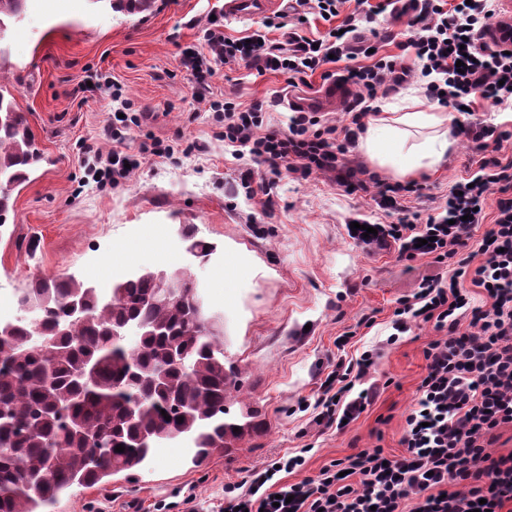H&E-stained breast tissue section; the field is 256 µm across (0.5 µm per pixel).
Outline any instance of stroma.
Here are the masks:
<instances>
[{
    "label": "stroma",
    "instance_id": "obj_1",
    "mask_svg": "<svg viewBox=\"0 0 512 512\" xmlns=\"http://www.w3.org/2000/svg\"><path fill=\"white\" fill-rule=\"evenodd\" d=\"M222 0H154L151 11L129 14L107 0H26L24 18L9 27L5 69L12 94L43 152L11 196L0 225V298L12 299L42 276L72 275L93 286L115 283L139 268H184L202 287L211 311L224 318V353L235 361L246 403L259 412V434L194 465L185 441L155 449L137 480L72 486L50 512H156L194 494L203 512H217L226 484L308 447L306 463L288 483L318 475L331 461L361 449L398 455L405 417L426 372L424 349L432 324L387 344L399 298L425 276L450 278L452 266L423 257L405 263L397 250L367 246L351 223L386 224L373 193L349 195L332 175L285 172L272 203L246 199L235 160L212 113L192 99L191 77L179 48L200 44L199 22ZM110 72L133 109L148 108L144 131H131L122 149L138 153L146 134L174 145L173 155L147 157L120 186L85 180L82 143L111 151L101 138L112 101L89 90L88 74ZM217 99L241 105L272 102V123L287 122L286 75L257 73L229 62L212 79ZM477 145L459 139L438 165L419 170L422 196L405 201L426 215L467 177ZM211 243L205 263L186 253L185 231ZM347 345H340V337ZM378 348L367 377L379 394L355 421L325 429L312 421L321 379L341 356Z\"/></svg>",
    "mask_w": 512,
    "mask_h": 512
}]
</instances>
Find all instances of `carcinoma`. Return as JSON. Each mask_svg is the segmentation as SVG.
Masks as SVG:
<instances>
[{
  "instance_id": "1",
  "label": "carcinoma",
  "mask_w": 512,
  "mask_h": 512,
  "mask_svg": "<svg viewBox=\"0 0 512 512\" xmlns=\"http://www.w3.org/2000/svg\"><path fill=\"white\" fill-rule=\"evenodd\" d=\"M25 2L0 0V224L21 167L42 159L8 88L1 46L9 24L24 18ZM15 299L37 319L10 321L0 337V512H43L75 483L91 488L131 476L166 440L189 439L192 462L201 464L259 430L251 414L244 423L229 415L227 401L240 389L224 362L223 327L195 326L190 301L161 298L154 271L107 292L73 276L38 279ZM77 306L82 319L74 318ZM122 326L139 330L134 345L112 335ZM42 339L53 341L51 349ZM144 432L152 437L147 446L139 444Z\"/></svg>"
}]
</instances>
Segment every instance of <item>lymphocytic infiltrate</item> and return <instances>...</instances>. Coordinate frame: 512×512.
<instances>
[{"label":"lymphocytic infiltrate","mask_w":512,"mask_h":512,"mask_svg":"<svg viewBox=\"0 0 512 512\" xmlns=\"http://www.w3.org/2000/svg\"><path fill=\"white\" fill-rule=\"evenodd\" d=\"M297 7L316 5L328 20H340L324 39L315 41L291 33L287 43L264 38L267 29L284 28L280 17H268L261 31L250 38L232 39L224 22L208 21L202 32L203 48L183 50L180 64L190 71L193 99L215 112L219 133L235 159L248 160L251 169L241 174L248 196H272L282 169L301 177L333 174L338 187L354 194L375 190L379 206L396 215L397 223L380 224L375 234L355 237L380 247L397 245L401 258L430 256L439 264L456 260L449 281L423 277L417 292L401 298L394 311V333L420 323L437 333L424 350L426 374L416 390L415 403L405 417L401 455L384 449H362L323 467L318 476L295 483L277 479V472L293 473L306 462L305 449L280 457L277 465L254 470L242 482L224 487L221 512H502L512 503V454L495 455L490 447L498 427L512 425V160L487 155L489 142L512 137V132L473 120L460 124L461 136L478 141L481 153L469 180L455 184L444 206L426 219L407 214L406 197L420 194L421 183H392L352 163L349 147L376 112L379 90L404 83L420 84L427 97L453 111L512 110V36L495 38L490 21L499 16V0H458L444 7L442 0H410L408 35L401 51L415 59L407 67L398 57L383 55L372 64L347 68L343 81L354 87L347 122L336 125L313 112L292 116L287 127L271 123L268 103L257 101L243 108L215 100L211 79L220 63L242 62L258 73L268 71L293 79L318 72L330 79L325 64L349 56L351 43L366 12L368 0L341 17L343 0H295ZM110 89L112 112L119 125H105V136L119 143L125 130L142 128L148 114L131 109L120 84L104 80ZM266 173L255 177L253 166ZM496 194V216L481 239L472 230L482 219L489 194ZM476 245L480 264L466 256ZM480 288L485 304H470V287ZM378 354L363 351L356 360L337 363L322 384L316 402V425L326 428L352 421L377 396V386L357 389L374 367ZM283 503H276V496Z\"/></svg>","instance_id":"1"}]
</instances>
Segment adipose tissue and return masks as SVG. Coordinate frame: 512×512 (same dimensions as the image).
<instances>
[{
  "label": "adipose tissue",
  "instance_id": "adipose-tissue-1",
  "mask_svg": "<svg viewBox=\"0 0 512 512\" xmlns=\"http://www.w3.org/2000/svg\"><path fill=\"white\" fill-rule=\"evenodd\" d=\"M366 156L404 175L438 164L455 144L444 115L438 112H385L360 137Z\"/></svg>",
  "mask_w": 512,
  "mask_h": 512
}]
</instances>
